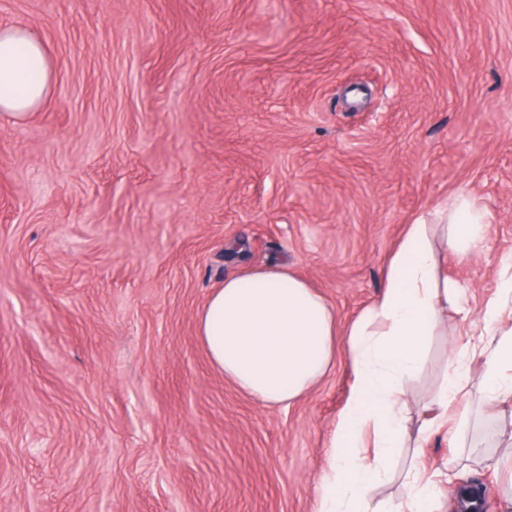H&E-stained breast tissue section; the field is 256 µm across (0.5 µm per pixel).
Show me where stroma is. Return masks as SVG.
I'll return each mask as SVG.
<instances>
[{
  "label": "stroma",
  "instance_id": "stroma-1",
  "mask_svg": "<svg viewBox=\"0 0 512 512\" xmlns=\"http://www.w3.org/2000/svg\"><path fill=\"white\" fill-rule=\"evenodd\" d=\"M55 82L0 121V512H315L344 359L265 407L196 318L246 266L288 263L346 328L406 225L455 197L481 250L441 256L462 310L406 380L371 496L440 512L512 484V400L471 352L512 257V0H0ZM460 393L447 417L440 387Z\"/></svg>",
  "mask_w": 512,
  "mask_h": 512
}]
</instances>
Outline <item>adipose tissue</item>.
Returning a JSON list of instances; mask_svg holds the SVG:
<instances>
[{"label":"adipose tissue","instance_id":"1","mask_svg":"<svg viewBox=\"0 0 512 512\" xmlns=\"http://www.w3.org/2000/svg\"><path fill=\"white\" fill-rule=\"evenodd\" d=\"M53 81L42 39L24 25L0 26V118L30 117ZM446 211V223L421 216L406 225L382 271L381 292L346 331L324 295L285 263L226 277L198 314L197 336L212 367L263 405L301 400L336 358L353 373L330 434L316 512H378L366 492L405 434L403 379L417 369L448 309V279L434 241L456 226L454 245L464 258L487 232L484 215L468 201L455 200Z\"/></svg>","mask_w":512,"mask_h":512}]
</instances>
